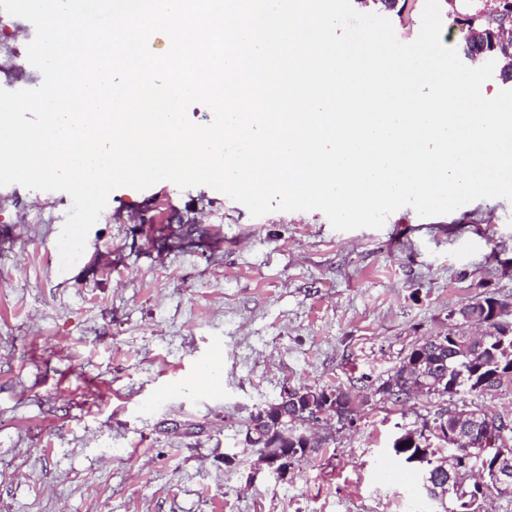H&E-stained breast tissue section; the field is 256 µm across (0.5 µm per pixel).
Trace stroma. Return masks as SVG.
<instances>
[{"mask_svg":"<svg viewBox=\"0 0 512 512\" xmlns=\"http://www.w3.org/2000/svg\"><path fill=\"white\" fill-rule=\"evenodd\" d=\"M63 191L0 187V512H453L381 460L401 429L512 386L396 407L377 388L452 310L512 303V203L382 228L319 211L252 217L206 185L115 189L62 270ZM219 354L221 388L196 371ZM361 392L287 474L247 443L252 414L299 387Z\"/></svg>","mask_w":512,"mask_h":512,"instance_id":"1","label":"stroma"}]
</instances>
